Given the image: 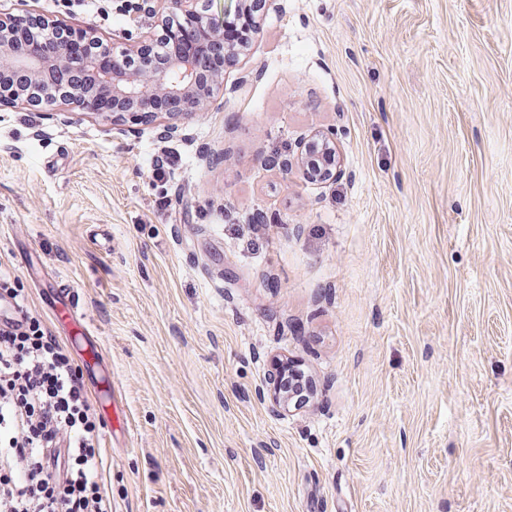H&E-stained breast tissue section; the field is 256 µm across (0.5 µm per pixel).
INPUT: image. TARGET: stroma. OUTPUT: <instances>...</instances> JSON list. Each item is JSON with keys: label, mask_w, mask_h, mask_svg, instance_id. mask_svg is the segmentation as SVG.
<instances>
[{"label": "stroma", "mask_w": 512, "mask_h": 512, "mask_svg": "<svg viewBox=\"0 0 512 512\" xmlns=\"http://www.w3.org/2000/svg\"><path fill=\"white\" fill-rule=\"evenodd\" d=\"M262 2L175 128L0 106V289L55 331L27 234L96 328L133 426L100 449L113 512H512V0ZM281 359L306 401L275 400ZM312 149L311 144H305L300 148V156L302 164L305 167L306 175L314 181H325L336 176V156L333 151L321 155L318 160L310 156Z\"/></svg>", "instance_id": "obj_1"}]
</instances>
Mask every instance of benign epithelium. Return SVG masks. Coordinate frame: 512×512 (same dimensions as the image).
Returning a JSON list of instances; mask_svg holds the SVG:
<instances>
[{
	"label": "benign epithelium",
	"mask_w": 512,
	"mask_h": 512,
	"mask_svg": "<svg viewBox=\"0 0 512 512\" xmlns=\"http://www.w3.org/2000/svg\"><path fill=\"white\" fill-rule=\"evenodd\" d=\"M152 2L142 0L141 8L159 15V26L170 39V50L161 63L143 61L136 66L131 65V58L140 50L109 46L93 23L70 27L56 17H35L42 28L40 34L67 33V38L48 54L38 39L40 34L33 35L25 45L16 34V19L0 16V71L11 70L22 76L18 84L0 85V105L33 106L34 90L50 86L58 90L55 104L97 114L96 105L108 102L112 109L105 115L113 118H152L157 114L153 105L162 98L176 105L167 113L172 120L209 111L214 86L222 82L223 75L202 79L203 52L207 44L224 36V28L247 9L249 0H224L223 10L216 13L204 6L196 8L197 0H166L159 9ZM311 149L310 144L300 148L307 177L325 181L336 176L335 153L314 159Z\"/></svg>",
	"instance_id": "benign-epithelium-1"
}]
</instances>
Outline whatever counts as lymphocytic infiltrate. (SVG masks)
<instances>
[{
	"mask_svg": "<svg viewBox=\"0 0 512 512\" xmlns=\"http://www.w3.org/2000/svg\"><path fill=\"white\" fill-rule=\"evenodd\" d=\"M96 416L39 321L0 330V512H112Z\"/></svg>",
	"mask_w": 512,
	"mask_h": 512,
	"instance_id": "obj_1",
	"label": "lymphocytic infiltrate"
}]
</instances>
